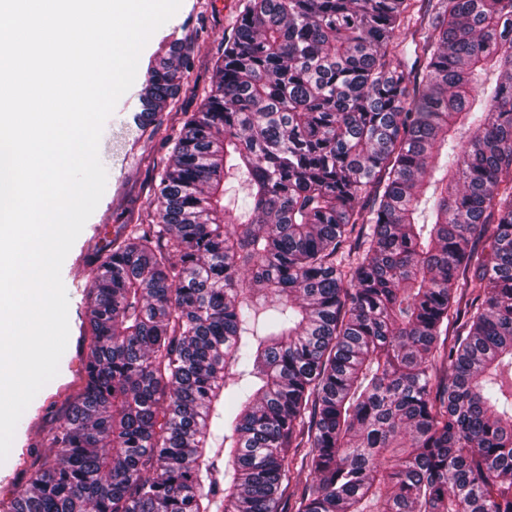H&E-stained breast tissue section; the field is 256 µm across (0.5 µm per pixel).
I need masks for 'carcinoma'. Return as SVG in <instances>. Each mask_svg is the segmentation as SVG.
Returning a JSON list of instances; mask_svg holds the SVG:
<instances>
[{
    "mask_svg": "<svg viewBox=\"0 0 512 512\" xmlns=\"http://www.w3.org/2000/svg\"><path fill=\"white\" fill-rule=\"evenodd\" d=\"M185 68L142 87L167 165L0 512H512V0H247L163 134Z\"/></svg>",
    "mask_w": 512,
    "mask_h": 512,
    "instance_id": "obj_1",
    "label": "carcinoma"
}]
</instances>
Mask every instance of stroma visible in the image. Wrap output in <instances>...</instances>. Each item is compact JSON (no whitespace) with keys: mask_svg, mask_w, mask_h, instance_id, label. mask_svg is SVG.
<instances>
[{"mask_svg":"<svg viewBox=\"0 0 512 512\" xmlns=\"http://www.w3.org/2000/svg\"><path fill=\"white\" fill-rule=\"evenodd\" d=\"M245 0H182L176 14L156 30L141 52L132 87L118 100L106 120L99 158L108 169L105 192L65 258L61 277L68 296L69 341L66 348L73 363L66 379H52L42 389L39 403L29 405L25 417L34 421L27 436L15 437L6 459L10 478L0 481V500L25 483L45 452L48 435L85 376L89 352L86 294L90 271L98 262L106 240L121 233L123 225L136 224L153 198V187L166 163L168 148L151 127L135 118L141 110L139 95L150 64L167 56L171 44H190L193 65L184 77L180 95L162 112L171 124L177 112L198 111L211 87L213 68L224 53V40L233 31Z\"/></svg>","mask_w":512,"mask_h":512,"instance_id":"stroma-1","label":"stroma"}]
</instances>
